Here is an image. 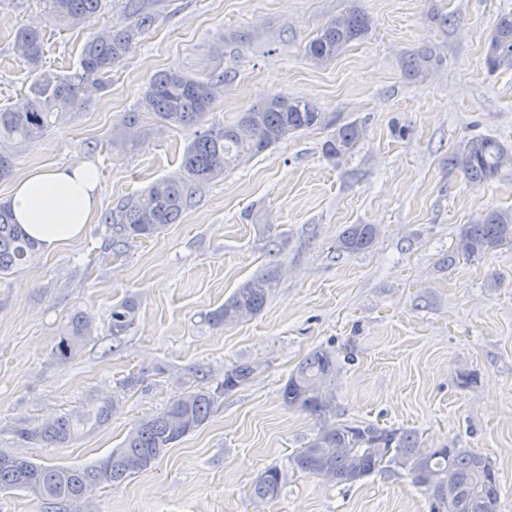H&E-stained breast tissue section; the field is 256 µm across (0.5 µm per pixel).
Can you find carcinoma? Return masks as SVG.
<instances>
[{"label": "carcinoma", "instance_id": "obj_1", "mask_svg": "<svg viewBox=\"0 0 512 512\" xmlns=\"http://www.w3.org/2000/svg\"><path fill=\"white\" fill-rule=\"evenodd\" d=\"M103 0H44L46 17L58 24H77L93 18ZM132 22L97 34L85 43L78 68L61 76L42 68L44 41L41 28L23 25L15 44L28 62L33 80L28 91L13 105L0 108V180L13 167L11 148L43 139L62 116L78 108L82 93L105 87L112 68L139 42L154 22L140 0H128ZM371 26L370 18L352 8L330 20L309 42L306 54L324 64L351 43L361 40ZM433 53L422 49L403 62L407 76L418 79L431 69ZM485 64L489 71L512 68V12L500 14L489 37ZM224 74L200 79L181 71L150 77L135 111L112 129V141L131 149L136 145L141 116L147 114L161 127H194L179 173L152 182L134 197L122 202L105 218L112 230V244L128 246L153 237L166 225L176 223L192 203L201 186L217 181L244 157L261 153L300 130L335 127L324 142V156L339 161L350 155L364 137L360 121L334 125L325 113L302 97L279 94L238 113L222 125H206ZM471 185L512 179V149L499 140L475 136L464 141L448 158ZM373 224H351L336 241L339 252L355 253L369 248L377 237ZM512 243V213L489 210L459 232L454 256L465 260L482 258ZM37 244L13 219L10 207L0 205V275L27 263ZM278 286V268L271 267L242 281L224 305L205 315L213 326L249 321L261 313ZM137 305L125 300L112 306V342L122 343L134 324ZM92 321L82 312L73 314L59 332L53 355L60 364L70 362L92 336ZM335 353L312 351L290 375L281 390L284 405L315 416L318 433L296 454L301 472L352 483L374 473L400 468L428 498L430 512H484L486 501H499L501 484L491 462L465 448H423L411 431L375 423H343L336 420L332 382L336 380ZM255 367L238 362L224 371L219 394H229L250 382ZM216 393L194 388L174 399L160 414L144 419L129 432L122 447L92 467L48 466L0 449V491L22 490L34 494L53 512H88L85 489L112 487L149 469L156 460L208 419ZM117 400L99 406L91 415L63 414L16 433L33 443L64 444L76 438L88 421L104 422L118 412ZM453 493H448V484ZM282 474L271 467L255 481L252 493L260 499L276 497Z\"/></svg>", "mask_w": 512, "mask_h": 512}]
</instances>
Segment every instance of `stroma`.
<instances>
[{
    "mask_svg": "<svg viewBox=\"0 0 512 512\" xmlns=\"http://www.w3.org/2000/svg\"><path fill=\"white\" fill-rule=\"evenodd\" d=\"M125 3L106 0L92 22L60 29L46 23L43 0H0V106L31 82L15 45L20 26H41L45 68L66 74L90 36L127 23ZM354 6L371 18L366 36L311 63L308 42ZM144 8L155 22L106 89L16 149L0 203H9L15 179L45 166L94 162L106 185L102 212L175 175L193 129H160L146 115L149 133L136 149L111 140L162 70L226 73L209 114L216 124L287 93L338 123L365 121L366 135L334 163L322 154L329 129L299 131L204 185L180 222L152 238L105 253L109 232L98 217L78 242L37 251L1 275L0 448L44 465L94 464L199 377L213 387L248 361L256 368L249 383L219 396L205 424L152 468L93 490L94 512H429L405 472L345 484L295 467V451L319 423L280 393L323 347L337 356L341 420L411 430L423 447L489 458L504 488L499 512H512V244L474 261L450 258L462 225L512 211V181L472 186L448 165L474 136L512 147V69L491 73L484 63L512 0H144ZM421 49L438 63L425 78H407L402 61ZM351 224L376 225L378 236L366 250L337 252ZM273 262L279 284L257 317L223 327L203 320ZM127 299L136 322L115 350L109 314ZM76 310L94 332L63 365L53 338ZM463 372L475 377L465 387ZM135 373L143 383L123 390ZM114 397L119 413L73 443L55 448L14 433L19 422ZM272 466L284 474L278 496L253 499L251 485Z\"/></svg>",
    "mask_w": 512,
    "mask_h": 512,
    "instance_id": "1",
    "label": "stroma"
}]
</instances>
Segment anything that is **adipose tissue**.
<instances>
[{"mask_svg":"<svg viewBox=\"0 0 512 512\" xmlns=\"http://www.w3.org/2000/svg\"><path fill=\"white\" fill-rule=\"evenodd\" d=\"M104 191L95 164L80 161L30 171L15 182L10 206L26 233L52 250L80 238Z\"/></svg>","mask_w":512,"mask_h":512,"instance_id":"obj_1","label":"adipose tissue"}]
</instances>
